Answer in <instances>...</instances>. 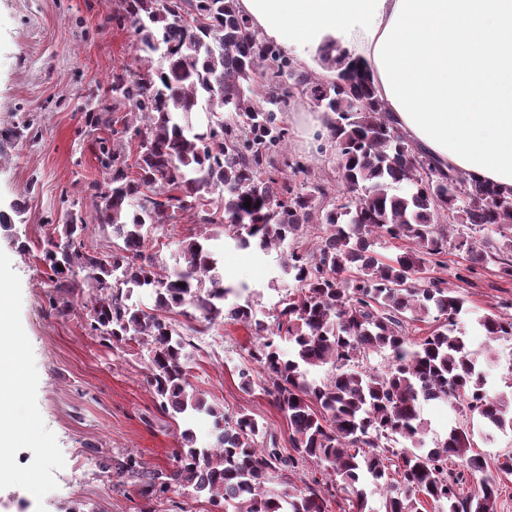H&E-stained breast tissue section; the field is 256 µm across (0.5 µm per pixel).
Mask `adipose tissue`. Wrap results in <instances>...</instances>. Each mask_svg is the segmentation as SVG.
I'll return each instance as SVG.
<instances>
[{
    "mask_svg": "<svg viewBox=\"0 0 512 512\" xmlns=\"http://www.w3.org/2000/svg\"><path fill=\"white\" fill-rule=\"evenodd\" d=\"M252 29L312 64L336 41L397 128L444 170L512 189V0H237ZM17 371L0 363V458L17 434Z\"/></svg>",
    "mask_w": 512,
    "mask_h": 512,
    "instance_id": "ef3b65f1",
    "label": "adipose tissue"
}]
</instances>
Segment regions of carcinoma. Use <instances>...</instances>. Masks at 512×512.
<instances>
[{
	"mask_svg": "<svg viewBox=\"0 0 512 512\" xmlns=\"http://www.w3.org/2000/svg\"><path fill=\"white\" fill-rule=\"evenodd\" d=\"M112 20L129 23L137 67L113 72L109 102L83 112L87 128L106 133L98 138L103 177L87 183L91 211H66L43 243L49 302L63 314L88 289L90 327L102 341L147 346L146 383L161 409L205 414L217 430L206 446L183 431L167 472L130 458L120 473L138 478L146 495L190 488L213 512H327L338 491L353 512H366L367 477L383 491L384 512H423L429 501L447 512H497L499 482L483 457L468 454L473 433L456 427L422 448L421 406L454 400L485 427L512 429V391L486 389L480 353L456 333L464 300L431 274L445 267L448 228L462 226L471 234L458 233L455 248L512 277V192L445 172L409 145L361 65L332 55L334 42L322 60L342 66L338 84L259 38L236 0H124ZM293 86L323 101L352 193L346 201L318 183L296 184L291 175L305 163L275 161L288 140L277 113ZM179 212L201 232L178 242L170 269L149 249L148 230ZM314 222L324 227L320 244L288 248ZM90 224L112 228L119 243L87 250ZM215 224L241 248L284 255L282 269L299 286L272 323L249 303L226 305L237 289L225 285L216 237L204 231ZM380 238L414 248L384 262L372 250ZM136 292L153 307L132 301ZM175 314L206 329L219 319L251 329L259 388L288 421L291 453L252 415L229 421L194 390ZM417 321L432 328L414 340ZM477 322L489 340L512 336V316L490 312ZM383 352L385 368L367 366ZM453 458L482 474L465 497L448 471ZM307 464L321 477L303 488L280 478Z\"/></svg>",
	"mask_w": 512,
	"mask_h": 512,
	"instance_id": "obj_1",
	"label": "carcinoma"
}]
</instances>
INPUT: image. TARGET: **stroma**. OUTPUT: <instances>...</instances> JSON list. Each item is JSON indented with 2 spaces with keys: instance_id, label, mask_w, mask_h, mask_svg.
<instances>
[{
  "instance_id": "stroma-1",
  "label": "stroma",
  "mask_w": 512,
  "mask_h": 512,
  "mask_svg": "<svg viewBox=\"0 0 512 512\" xmlns=\"http://www.w3.org/2000/svg\"><path fill=\"white\" fill-rule=\"evenodd\" d=\"M122 0H0V211L10 224L0 226V282L9 295L13 341L19 349L17 384L21 410L34 416L40 447L18 442L11 454V475L0 481V512H210L206 498L169 492L159 498L141 494L124 477L101 479L135 456L150 470L171 469L172 450L184 429L199 444L211 441V420L204 415L170 417L144 382L148 352L136 344L104 346L91 332L81 299L67 315L51 309L46 296L50 271L40 261V246L51 223L72 205L87 204L88 181L99 177L95 133L77 111L81 100L96 101L113 71L135 66L133 36L112 17ZM287 156L311 166L310 179L337 192L336 155L325 129L302 131L292 112ZM41 138L4 137L7 128L25 125ZM21 214H14V204ZM442 275L465 301L457 330L476 350L492 348L487 388L496 393L512 383V337L486 342L477 323L488 311L512 315V279L496 266L470 268L465 253L449 249ZM227 284L239 287L240 301H251L267 318L294 283L284 276L277 252L226 246L220 253ZM468 268L466 280L456 277ZM184 336L189 380L208 403L226 413L246 410L288 441L283 415L260 392L245 393L238 371L249 366L254 343L250 330L217 322L206 332L177 317ZM421 414L428 427L425 447L444 440L451 428L473 432V453L495 463L512 453V432L483 428L454 405L427 403Z\"/></svg>"
}]
</instances>
